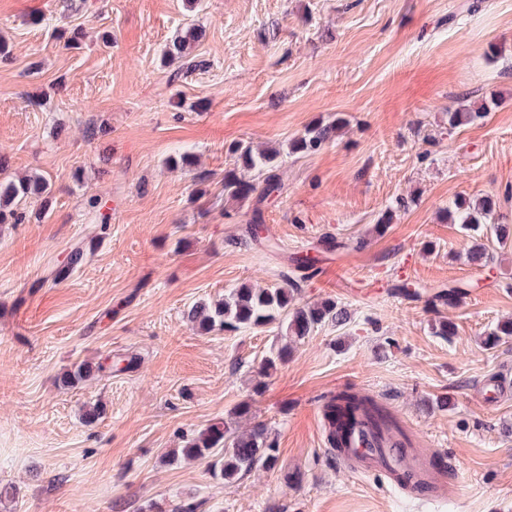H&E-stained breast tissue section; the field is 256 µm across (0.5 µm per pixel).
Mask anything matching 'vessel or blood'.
<instances>
[{
  "instance_id": "vessel-or-blood-1",
  "label": "vessel or blood",
  "mask_w": 512,
  "mask_h": 512,
  "mask_svg": "<svg viewBox=\"0 0 512 512\" xmlns=\"http://www.w3.org/2000/svg\"><path fill=\"white\" fill-rule=\"evenodd\" d=\"M341 453L356 473L383 475L416 499L438 496L450 487L447 471L436 465L433 455L415 448L410 437L375 427L363 415L344 433Z\"/></svg>"
}]
</instances>
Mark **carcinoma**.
Instances as JSON below:
<instances>
[{
  "label": "carcinoma",
  "mask_w": 512,
  "mask_h": 512,
  "mask_svg": "<svg viewBox=\"0 0 512 512\" xmlns=\"http://www.w3.org/2000/svg\"><path fill=\"white\" fill-rule=\"evenodd\" d=\"M199 30L186 27L166 45L163 56L171 63L193 64L190 58L192 46L199 41ZM491 106L487 102L471 104L465 100L454 109L448 110V130L469 126L484 121ZM342 117L324 124L309 125L304 133L288 143V154L311 155L321 150L337 137L345 127ZM235 159V167L224 173V196L236 202L256 199L262 202L281 189L279 168L281 152L276 148L259 149L249 143L235 142L227 148ZM50 184L40 176L13 179L0 176V224H22L27 220V205L38 204L40 210L48 208ZM89 212L106 233L110 225V215L102 212L101 201L93 198L88 201ZM498 199L485 195L477 199L458 197L451 207L445 210L444 219L450 224H459L470 232L472 244L466 258L472 265L483 268L493 260L484 238L492 235L505 246L512 242V226L495 222ZM87 259V249L82 244L72 246L64 259L50 272L52 281L58 282L81 268ZM302 288L295 278L284 280L283 284L268 288L241 286L214 302L193 304L185 313L187 321L200 332H238L245 328L265 327L278 324L284 343L261 360L259 373L266 375L276 369L277 364L288 359L294 348L305 342L310 334L326 322L342 325L347 321L345 308L332 299L309 303L301 301ZM467 290L453 286L441 289L431 296L432 304L450 306L460 304ZM512 337V319L499 323L486 334L485 345L493 349ZM133 368V359H112L108 354L97 363L82 362L66 371L60 378L65 386H76L100 374L127 372ZM323 407L333 430L329 441L332 447H339V418H352L357 414L374 415L384 420L394 421L386 407L367 394L342 390L324 397ZM251 406L247 402L238 404L230 418L212 422L191 434L181 435L182 445L174 449L170 462L182 460L204 461L208 464L212 477L225 483L255 470L270 471L278 465L275 439L264 422H255L245 431L239 430L237 423L242 418H251Z\"/></svg>",
  "instance_id": "1"
}]
</instances>
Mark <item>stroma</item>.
<instances>
[{
	"label": "stroma",
	"instance_id": "stroma-1",
	"mask_svg": "<svg viewBox=\"0 0 512 512\" xmlns=\"http://www.w3.org/2000/svg\"><path fill=\"white\" fill-rule=\"evenodd\" d=\"M190 24L200 67L163 66ZM76 26L81 49H64ZM0 38V163L52 185L42 220L0 226V486L16 489L0 512H171L188 499L198 512H512V396L483 398L512 374V342L481 343L512 317V244L489 240L494 260L475 268L443 218L458 196L492 195L512 225V0H0ZM493 97L483 123L449 129L450 106ZM339 117L348 126L331 144L285 157L278 197L225 201L231 142L284 149ZM93 126L106 136L89 138ZM184 152L195 166L171 168ZM94 196L112 216L103 235L86 214ZM401 197L411 204L398 211ZM257 209L267 247L242 232ZM77 243L84 266L48 281ZM306 253L347 277L307 279L304 299H335L351 321L315 329L271 375L258 367L276 325L186 323L197 302L282 283ZM405 281L425 296L397 294ZM452 282L468 296L435 311L426 295ZM440 314L452 340L432 332ZM110 352L135 355V369L60 383ZM346 388L392 409L448 462L455 489L416 500L340 464L319 408ZM97 401L107 411L85 425ZM245 401L276 439L275 470L225 484L204 462L169 463L181 435Z\"/></svg>",
	"mask_w": 512,
	"mask_h": 512
}]
</instances>
